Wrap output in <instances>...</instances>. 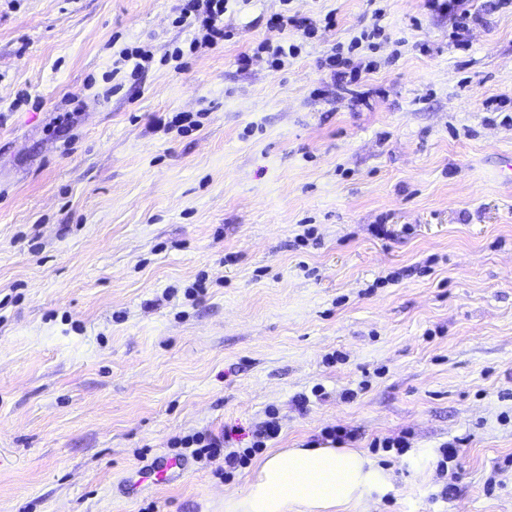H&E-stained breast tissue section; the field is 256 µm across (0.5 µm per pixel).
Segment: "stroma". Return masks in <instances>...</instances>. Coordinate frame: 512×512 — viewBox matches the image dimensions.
Segmentation results:
<instances>
[{
	"label": "stroma",
	"mask_w": 512,
	"mask_h": 512,
	"mask_svg": "<svg viewBox=\"0 0 512 512\" xmlns=\"http://www.w3.org/2000/svg\"><path fill=\"white\" fill-rule=\"evenodd\" d=\"M177 4L0 0V512H224L255 467L137 475L195 432L246 447L270 408L268 453L339 426L388 471L344 512H512V0H470L465 49L424 0H291L337 23L279 71L237 62L279 0L160 64L193 36ZM372 23L337 87L327 52ZM171 112L202 125L155 130ZM384 36V30L377 23H373L371 26L362 28L359 35L354 36L347 47L348 53L366 47L369 50H375L377 48V42L379 38ZM154 55L150 49L145 46H138L132 49L125 48L119 52L118 58L113 60L112 74L121 73L125 67H132L131 73H138L149 67L153 61Z\"/></svg>",
	"instance_id": "35a3bbf8"
}]
</instances>
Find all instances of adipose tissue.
<instances>
[{
    "label": "adipose tissue",
    "mask_w": 512,
    "mask_h": 512,
    "mask_svg": "<svg viewBox=\"0 0 512 512\" xmlns=\"http://www.w3.org/2000/svg\"><path fill=\"white\" fill-rule=\"evenodd\" d=\"M388 473L353 448H291L269 456L224 512H339L385 490Z\"/></svg>",
    "instance_id": "adipose-tissue-1"
}]
</instances>
